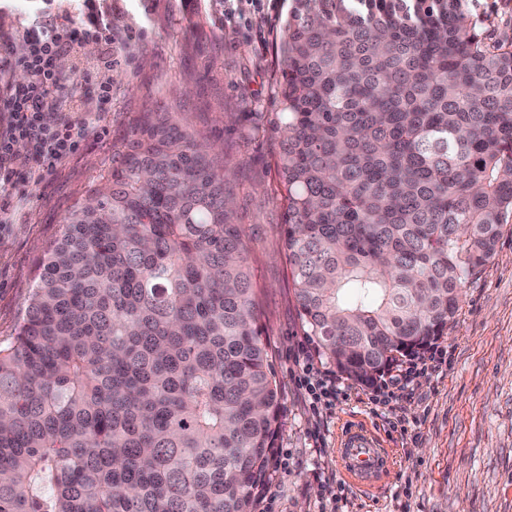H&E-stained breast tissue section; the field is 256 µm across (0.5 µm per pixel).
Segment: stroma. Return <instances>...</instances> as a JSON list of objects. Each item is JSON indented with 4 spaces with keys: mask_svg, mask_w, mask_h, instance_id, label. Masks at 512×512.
I'll use <instances>...</instances> for the list:
<instances>
[{
    "mask_svg": "<svg viewBox=\"0 0 512 512\" xmlns=\"http://www.w3.org/2000/svg\"><path fill=\"white\" fill-rule=\"evenodd\" d=\"M96 3L112 18V44L83 42L57 58V70L73 78L44 120L82 110L97 133L43 182L19 180L0 197V342L16 334L44 250L98 185L140 112H180L224 152L282 396L275 448L287 464L269 468L253 512H512V218L493 257L462 290L455 320L437 342L446 361L436 372L377 412L369 387L340 374L345 397L311 411L294 384L305 336L282 233L278 139L269 129L280 68L275 41L293 0L227 27L217 0ZM459 9L483 19L491 41H512V0H459ZM83 10V0H0V34L18 53L31 26L74 20ZM103 83L112 96L98 106ZM351 421L372 426L391 459L389 478L370 489L351 485L336 461L339 434Z\"/></svg>",
    "mask_w": 512,
    "mask_h": 512,
    "instance_id": "obj_1",
    "label": "stroma"
}]
</instances>
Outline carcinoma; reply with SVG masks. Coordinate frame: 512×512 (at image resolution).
<instances>
[{
    "label": "carcinoma",
    "mask_w": 512,
    "mask_h": 512,
    "mask_svg": "<svg viewBox=\"0 0 512 512\" xmlns=\"http://www.w3.org/2000/svg\"><path fill=\"white\" fill-rule=\"evenodd\" d=\"M293 0L275 162L305 335L372 385L512 217V42L457 0ZM0 343V512H252L281 396L224 162L144 112Z\"/></svg>",
    "instance_id": "cac0c4a2"
}]
</instances>
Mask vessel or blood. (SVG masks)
<instances>
[{
  "label": "vessel or blood",
  "instance_id": "b4317fda",
  "mask_svg": "<svg viewBox=\"0 0 512 512\" xmlns=\"http://www.w3.org/2000/svg\"><path fill=\"white\" fill-rule=\"evenodd\" d=\"M339 462L345 475L362 485L384 479L389 470L388 457L377 438L360 425L344 427Z\"/></svg>",
  "mask_w": 512,
  "mask_h": 512
}]
</instances>
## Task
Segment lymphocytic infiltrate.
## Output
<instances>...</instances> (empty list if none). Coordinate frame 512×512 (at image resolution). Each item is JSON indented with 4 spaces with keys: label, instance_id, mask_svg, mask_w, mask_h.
I'll return each instance as SVG.
<instances>
[{
    "label": "lymphocytic infiltrate",
    "instance_id": "obj_1",
    "mask_svg": "<svg viewBox=\"0 0 512 512\" xmlns=\"http://www.w3.org/2000/svg\"><path fill=\"white\" fill-rule=\"evenodd\" d=\"M96 39L112 42V20L94 10L84 11L78 24L58 26L27 33L21 54L0 55V70L20 68L29 75L26 84L0 95V193L8 191L17 169L25 166L14 151L17 140L31 143L34 163L29 166L34 181H41L77 153L94 133L85 119L75 117L48 125L45 110L56 101L61 77L55 67L57 57L74 44ZM298 367L295 385L311 409L331 403L336 382L323 371L314 354L302 349L295 358Z\"/></svg>",
    "mask_w": 512,
    "mask_h": 512
}]
</instances>
